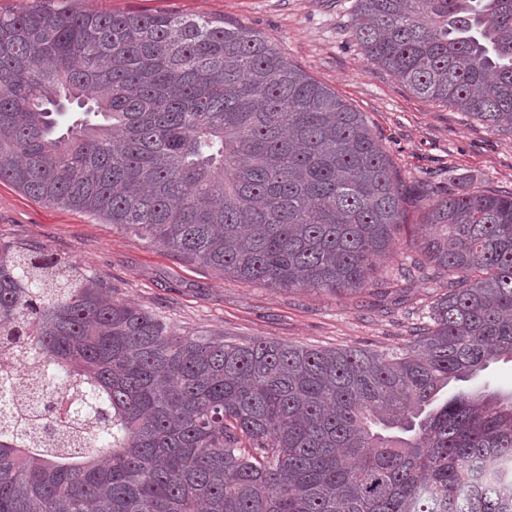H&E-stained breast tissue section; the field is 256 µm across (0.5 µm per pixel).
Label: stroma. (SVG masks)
<instances>
[{
  "label": "stroma",
  "instance_id": "stroma-1",
  "mask_svg": "<svg viewBox=\"0 0 512 512\" xmlns=\"http://www.w3.org/2000/svg\"><path fill=\"white\" fill-rule=\"evenodd\" d=\"M114 12L206 15L243 24L288 61L362 112L403 193L402 227L377 276L386 294L333 296L243 283L103 220L39 202L0 182V245L44 248L93 272L115 298L159 316L179 333L269 339L318 349L385 353L407 345L431 303L422 275L402 266L420 256L418 198L479 187L512 191V130L492 129L454 107L415 95L367 61L351 29L355 0H85Z\"/></svg>",
  "mask_w": 512,
  "mask_h": 512
}]
</instances>
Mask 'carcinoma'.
I'll use <instances>...</instances> for the list:
<instances>
[{
	"label": "carcinoma",
	"instance_id": "1",
	"mask_svg": "<svg viewBox=\"0 0 512 512\" xmlns=\"http://www.w3.org/2000/svg\"><path fill=\"white\" fill-rule=\"evenodd\" d=\"M367 60L512 127V0H356ZM0 181L240 281L375 283L401 194L362 113L260 33L82 0L0 14ZM400 352L184 335L44 249L0 247V333L68 387L0 406V512H512V192L423 194ZM486 387L490 392L509 394L512 392V361H492L479 376L468 382L452 381L442 392L441 399L449 397L459 389Z\"/></svg>",
	"mask_w": 512,
	"mask_h": 512
}]
</instances>
